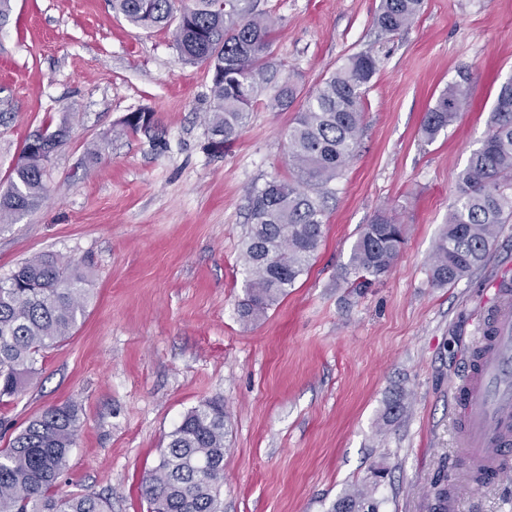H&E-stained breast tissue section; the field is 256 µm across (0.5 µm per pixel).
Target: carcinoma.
Segmentation results:
<instances>
[{
  "instance_id": "1",
  "label": "carcinoma",
  "mask_w": 512,
  "mask_h": 512,
  "mask_svg": "<svg viewBox=\"0 0 512 512\" xmlns=\"http://www.w3.org/2000/svg\"><path fill=\"white\" fill-rule=\"evenodd\" d=\"M424 0H380L375 25L383 35L406 30ZM112 11L131 25L174 27L182 61L206 65L211 73L208 116L212 136L230 145L244 129L264 90L267 107L290 109L300 94L294 77L272 51L274 20L257 11L256 0H191L178 10L175 0H112ZM377 71L369 51L349 56L307 96L288 128V158L295 176L271 180L247 192L251 225L241 254L246 273L242 317L257 319L288 293L306 271L322 238L327 187L354 157L363 99ZM470 75L458 73L424 114L420 133L434 140L468 106ZM490 133L457 179V199L448 228L436 242L431 279L446 286L470 273L487 256L500 225L512 218V77L497 88ZM132 133L157 129L155 113L138 110L121 121ZM69 137L60 124L45 143L28 141L0 193V229L42 203L52 156ZM404 243L403 225L382 213L365 226L349 267L372 277L387 274ZM85 277L71 262L39 254L0 278V404L16 396L36 373L38 358L71 336L84 314ZM80 416L66 403L45 409L0 448V512H107L92 494L60 497L68 456ZM224 402L209 400L188 412L169 434L158 464L142 481L149 512H223ZM332 512H378L374 488L345 493Z\"/></svg>"
}]
</instances>
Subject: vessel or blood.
Returning <instances> with one entry per match:
<instances>
[{
	"mask_svg": "<svg viewBox=\"0 0 512 512\" xmlns=\"http://www.w3.org/2000/svg\"><path fill=\"white\" fill-rule=\"evenodd\" d=\"M474 358L452 382L455 440L460 454L448 491V512L458 510V491L477 488L482 477L512 481V285L499 288L473 338Z\"/></svg>",
	"mask_w": 512,
	"mask_h": 512,
	"instance_id": "vessel-or-blood-1",
	"label": "vessel or blood"
}]
</instances>
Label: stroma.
<instances>
[{
    "instance_id": "1",
    "label": "stroma",
    "mask_w": 512,
    "mask_h": 512,
    "mask_svg": "<svg viewBox=\"0 0 512 512\" xmlns=\"http://www.w3.org/2000/svg\"><path fill=\"white\" fill-rule=\"evenodd\" d=\"M272 49L309 94L353 54L378 69L355 155L330 185L319 250L265 317L244 323L246 190L288 180L295 110L254 103L217 150L210 75L183 64L168 29H142L109 0H13L0 26V191L26 141L67 123L45 201L0 230V278L50 253L85 272L91 298L71 336L46 350L0 406V448L44 409L74 403L80 429L60 494L110 512H148L141 483L184 415L220 399L228 434L224 512H330L385 468L379 512H428L439 465L454 467L450 384L500 282H512V222L453 284L430 278L457 177L490 131L512 77V0H425L414 24L381 35L380 0H258ZM470 74L466 112L425 142L429 103ZM148 108L159 134L122 131ZM98 146L97 163L87 150ZM405 229L389 273L348 271L380 213ZM403 400L397 415L387 412ZM458 512H512V483L460 491Z\"/></svg>"
}]
</instances>
